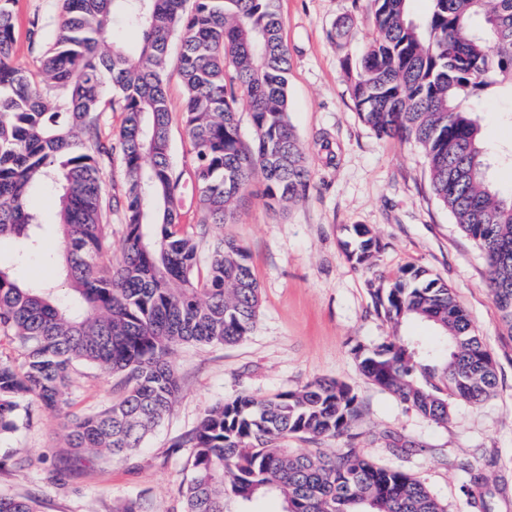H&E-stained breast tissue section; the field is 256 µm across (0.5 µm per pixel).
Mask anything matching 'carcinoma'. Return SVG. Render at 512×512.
<instances>
[{"label": "carcinoma", "instance_id": "carcinoma-1", "mask_svg": "<svg viewBox=\"0 0 512 512\" xmlns=\"http://www.w3.org/2000/svg\"><path fill=\"white\" fill-rule=\"evenodd\" d=\"M15 0H0V240L17 244L14 264L49 252V228L32 200L56 192L64 280L59 289L19 281L0 265V336L23 361L0 360V435L29 422L27 397L62 419L78 461L96 453L123 458L171 409L178 392L168 355L186 343L236 344L251 335L260 289L246 249L220 239L206 257L181 224L183 174L171 155L165 90L170 42L185 88L182 125L193 145L200 224H229L253 179L265 204L282 207L310 187L308 158L290 121V59L278 0H61L51 29L31 22L39 56L33 70L13 61ZM376 37L343 67L360 120L381 137L413 142L431 189L480 249L502 331L512 337V195L487 177L489 148L471 100L492 87L512 91V0H373ZM141 34L128 49L115 19ZM246 99L256 137L239 132ZM125 114L120 132L126 238L112 262L106 227L112 195L103 166L113 146L101 116ZM354 265L369 267L379 239L356 225L342 242ZM393 336L353 349L367 379L437 423L450 398L477 405L498 376L490 349L452 288L422 269H405L370 289ZM432 325L442 357L401 334ZM77 363L124 378L122 394L100 412L67 411ZM357 395L335 380L269 398L241 395L207 409L176 444L191 449L185 512H227L226 501L273 497L281 512H447L427 485L382 466L353 446H282L290 436L354 440ZM0 512H37L30 496L0 495Z\"/></svg>", "mask_w": 512, "mask_h": 512}]
</instances>
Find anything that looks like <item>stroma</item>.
<instances>
[{"label":"stroma","instance_id":"35a3bbf8","mask_svg":"<svg viewBox=\"0 0 512 512\" xmlns=\"http://www.w3.org/2000/svg\"><path fill=\"white\" fill-rule=\"evenodd\" d=\"M13 59L34 68L33 19L54 26L60 0H15ZM281 35L290 56V120L311 165L305 198L272 210L264 185L254 181L238 201L233 223L208 226L201 247L214 237L245 246L260 289V310L250 336L234 345L178 346L169 356L179 391L166 419L141 448L121 460L77 465L58 418L27 399L28 425L0 437V494L34 497L39 512H113L136 502L139 512H183L182 487L190 473V451L178 440L210 406L247 394L267 398L302 389L317 379L350 386L362 420L354 447L375 462L403 469L422 480L448 512H472L468 473L487 479L491 512H512V338L503 335L499 312L486 286L487 264L472 240L434 196L424 156L411 142L379 137L362 123L348 91L345 56H359L375 36L372 0H280ZM347 22L345 40L334 39ZM174 116L171 151L184 172L183 222L197 228L193 147L179 121L183 85L177 71L166 83ZM489 158L490 180L512 191V93L488 92L472 103ZM373 229L383 243L371 268L348 262L342 242L346 226ZM426 269L456 292L488 344L498 374L496 394L478 406L452 401L447 423L422 417L371 384L352 349L391 338L369 284L402 268ZM69 411L102 410L122 391V378L79 364ZM412 445L413 454L386 448L387 435Z\"/></svg>","mask_w":512,"mask_h":512}]
</instances>
